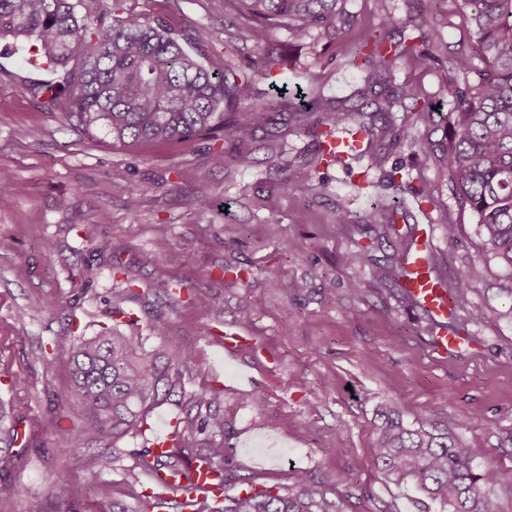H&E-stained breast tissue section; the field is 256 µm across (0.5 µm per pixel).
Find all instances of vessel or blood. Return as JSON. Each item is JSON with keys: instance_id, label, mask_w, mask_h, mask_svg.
Masks as SVG:
<instances>
[{"instance_id": "b4317fda", "label": "vessel or blood", "mask_w": 512, "mask_h": 512, "mask_svg": "<svg viewBox=\"0 0 512 512\" xmlns=\"http://www.w3.org/2000/svg\"><path fill=\"white\" fill-rule=\"evenodd\" d=\"M410 272L407 281L409 291L417 299L419 305L439 323V328L433 338L436 352H448L458 348L460 337L449 335L446 323L448 321V292L433 276L427 262L425 252H417L408 259Z\"/></svg>"}]
</instances>
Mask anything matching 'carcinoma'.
Segmentation results:
<instances>
[{
  "label": "carcinoma",
  "instance_id": "1",
  "mask_svg": "<svg viewBox=\"0 0 512 512\" xmlns=\"http://www.w3.org/2000/svg\"><path fill=\"white\" fill-rule=\"evenodd\" d=\"M124 0H0V41L30 46L55 71L54 83L32 85L28 93L41 108L59 109L66 120L91 128L103 126L112 140H193L206 133L244 144L265 125L274 102L254 93L259 80L276 87L274 72L281 65L277 50L268 44L269 31L285 26L297 40L318 30L333 37L340 33L336 20L338 0H224V11L246 19L225 44L253 43L247 66L235 69L222 58L200 60L186 47L170 22L178 0H166L168 13L146 15L127 11ZM471 7L473 41L450 49L439 36L440 6L447 0H411L401 25L411 34L399 39L385 31L386 24L365 32L348 65L367 72L366 86L374 93L371 117L390 111L398 100L414 96L413 89L394 85V67L410 58L421 68L446 65L451 94L453 136L443 160L452 189L462 204L478 216L485 246L512 271V0H463ZM85 6L86 12L78 10ZM423 45H416V39ZM299 118L327 113V130L311 127L319 142L321 160L340 162L330 137L355 131L372 139L375 122L350 127L352 113L321 97L300 96L288 102ZM192 205L203 211L214 206L207 187L198 188ZM399 209L379 203L363 217L365 224L394 229ZM414 240L404 239L373 268L380 284H389L400 298L414 306L406 290L407 257ZM475 271L462 273L448 286L453 304L448 330L459 329L456 313L467 310ZM58 348L73 358V395L79 400L75 415L85 425L73 432L69 450L83 457L91 471L104 464L105 454H84L93 443L117 439L145 424L150 407L175 387L171 370L186 366L195 355L184 344L159 356L143 347V338L105 327L90 338L66 336ZM377 465L395 483L411 485L448 512H500L491 488L498 471L490 464H474L475 452L447 434L412 429L383 411L376 425ZM15 440L10 415L0 406V462L9 458ZM223 493L232 477L218 461L224 459L220 441L209 442L201 455ZM174 454L147 450L139 467L148 473L161 466L175 469ZM138 512L164 504L157 492L138 496ZM224 512H333L322 489L304 473L283 493L277 487L248 484L227 498Z\"/></svg>",
  "mask_w": 512,
  "mask_h": 512
}]
</instances>
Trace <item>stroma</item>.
Listing matches in <instances>:
<instances>
[{"label":"stroma","mask_w":512,"mask_h":512,"mask_svg":"<svg viewBox=\"0 0 512 512\" xmlns=\"http://www.w3.org/2000/svg\"><path fill=\"white\" fill-rule=\"evenodd\" d=\"M333 40L318 34L296 43L283 28L269 42L289 55L277 72L291 84L314 74L305 92L349 101L363 75L347 60L360 32L379 25L373 0H339ZM175 26L193 51H224L223 0H179ZM27 48L0 44V168L14 185L0 192V402L17 419L13 464L0 481V512H92L107 499L136 508L152 478L137 465L141 450L169 439L178 423L208 414L224 419L215 434L182 438L174 454L193 463L210 440L221 441L225 470L257 486L291 487L297 472L322 486L335 512H418V491L389 482L375 463L372 432L379 405L403 422L449 432L499 473L493 493L512 512V275L483 246L477 218L452 191L442 156L453 134L443 72L399 61L396 84L411 86L430 107L411 141L378 134L351 168L318 162V144L279 100L246 144L226 140L232 156L252 152L247 168L219 167L213 141L116 144L104 127L85 129L59 111L38 108L30 85L56 81ZM402 165L405 189L382 187ZM304 182L302 197L281 186L284 172ZM215 207L190 201L200 185ZM144 188L137 212L127 192ZM430 204L419 205L418 192ZM399 200L398 234L430 228V250L446 282L475 268L469 307L461 313L460 349L437 353L427 315L372 278L373 260L389 254L373 228L350 232L336 221L337 203L358 218L381 199ZM455 224V240L444 227ZM124 271L113 274V264ZM274 269L277 287L265 272ZM364 283L362 294L349 283ZM132 319L126 334L146 350L192 342L193 361L176 370L177 385L160 395L140 431L117 440L103 468L86 470L67 440L80 427L72 408L70 355L61 336L96 335L113 308ZM162 326L154 335L153 326ZM232 331L245 345L225 357L219 339ZM42 353L52 367L33 361ZM209 391V407L194 396ZM67 474L57 483V470ZM26 489L14 497L12 485Z\"/></svg>","instance_id":"obj_1"}]
</instances>
